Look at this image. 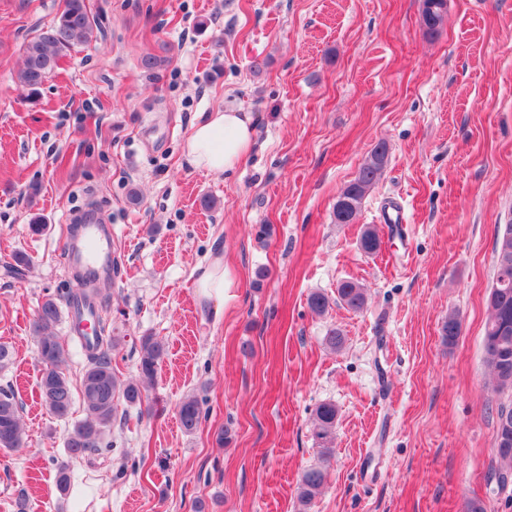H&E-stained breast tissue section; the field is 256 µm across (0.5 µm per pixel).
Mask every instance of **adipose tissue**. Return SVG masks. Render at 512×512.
<instances>
[{
	"label": "adipose tissue",
	"instance_id": "ef3b65f1",
	"mask_svg": "<svg viewBox=\"0 0 512 512\" xmlns=\"http://www.w3.org/2000/svg\"><path fill=\"white\" fill-rule=\"evenodd\" d=\"M255 143V123L250 113L224 108L193 123L187 141V158L214 174L235 170Z\"/></svg>",
	"mask_w": 512,
	"mask_h": 512
}]
</instances>
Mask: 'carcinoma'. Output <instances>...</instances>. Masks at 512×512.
Wrapping results in <instances>:
<instances>
[{
    "mask_svg": "<svg viewBox=\"0 0 512 512\" xmlns=\"http://www.w3.org/2000/svg\"><path fill=\"white\" fill-rule=\"evenodd\" d=\"M446 15L447 0H423V23L429 32H435ZM97 30L98 22L90 15L86 0H64V8L57 17L24 44V64L17 75L22 90L30 97L37 95L53 74L60 57L77 46L90 45L96 39ZM387 159V146L381 142L372 149L357 176L341 189L333 207L334 223L354 222ZM495 252L496 274L487 299L483 361L492 376L493 392L512 395V224L497 226ZM365 300V288L357 281L344 280L336 289V302L349 310L362 309ZM62 301L58 295L46 296L31 325L38 359L43 365L41 400L45 408L61 420L70 416L74 402L70 378L61 369L66 360V345L54 331L61 319ZM308 306L313 313L322 315L330 307V300L324 293L316 291L309 295ZM96 322L99 325V330L94 332L96 343L85 348L86 365L82 373L85 416L72 425L64 440L67 456L71 459L102 447L106 432L122 407L143 404L146 388L154 380L163 356L161 343L150 336L143 338L137 363L138 378L121 380L112 366L116 341L103 335L102 315H96ZM177 416L184 432H195L204 418L203 400L194 395L183 398L177 404ZM336 417V406L332 403H322L315 410V438L326 454L332 451ZM24 446L19 404L10 391L0 388V448L17 451ZM495 460L494 478L504 488L512 479V402H501L497 407ZM325 480L326 472L322 468L312 467L303 472L299 482L301 507H307L321 492ZM71 482L69 463H58L57 490L63 495L68 494Z\"/></svg>",
    "mask_w": 512,
    "mask_h": 512,
    "instance_id": "carcinoma-1",
    "label": "carcinoma"
}]
</instances>
